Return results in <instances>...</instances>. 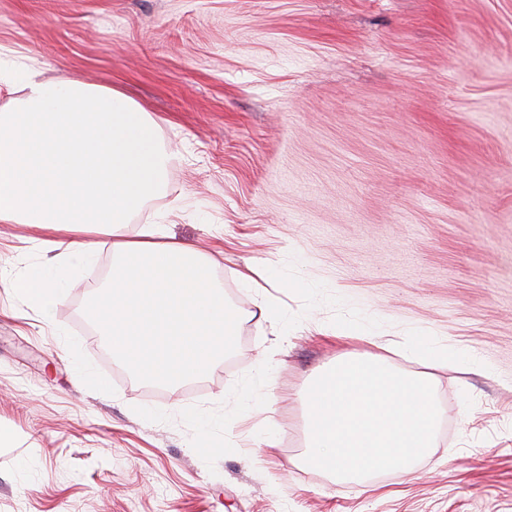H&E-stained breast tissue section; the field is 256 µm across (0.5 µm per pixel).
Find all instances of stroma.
Wrapping results in <instances>:
<instances>
[{"mask_svg":"<svg viewBox=\"0 0 512 512\" xmlns=\"http://www.w3.org/2000/svg\"><path fill=\"white\" fill-rule=\"evenodd\" d=\"M21 66L156 119L167 187L124 232L165 223L241 324L205 373L143 380L90 313L111 237L48 323L4 285L45 233L0 223V512H512V0H0V109ZM254 271L288 280L266 316ZM369 356L429 375L435 439L340 480L304 461V396Z\"/></svg>","mask_w":512,"mask_h":512,"instance_id":"35a3bbf8","label":"stroma"}]
</instances>
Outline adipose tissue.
Returning <instances> with one entry per match:
<instances>
[{
    "label": "adipose tissue",
    "mask_w": 512,
    "mask_h": 512,
    "mask_svg": "<svg viewBox=\"0 0 512 512\" xmlns=\"http://www.w3.org/2000/svg\"><path fill=\"white\" fill-rule=\"evenodd\" d=\"M24 94L0 110V222L35 224L57 251L6 286L51 318L65 281L91 255L83 234L112 237L113 275L93 294V317L113 356L151 381L207 371L230 346L239 315L192 247L166 241L159 224L126 237L128 218L168 180L158 124L123 92L25 74Z\"/></svg>",
    "instance_id": "1"
}]
</instances>
